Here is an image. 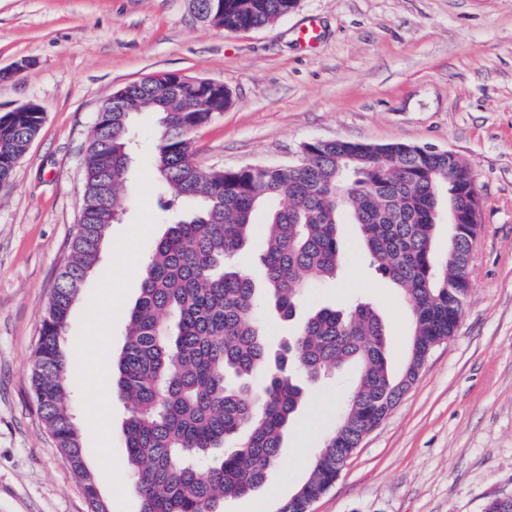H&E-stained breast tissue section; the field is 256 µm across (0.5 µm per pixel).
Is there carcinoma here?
Listing matches in <instances>:
<instances>
[{"label": "carcinoma", "mask_w": 512, "mask_h": 512, "mask_svg": "<svg viewBox=\"0 0 512 512\" xmlns=\"http://www.w3.org/2000/svg\"><path fill=\"white\" fill-rule=\"evenodd\" d=\"M202 21L226 32L262 28L298 0H197ZM123 110L100 112L84 152L85 203L55 280L30 375L36 409L82 484L90 512H110L86 466L70 406L64 335L85 280L100 262L121 213L136 114L159 116L153 175L170 198L195 206L168 224L141 272L115 364V396L125 406L126 467L140 512H223L224 500L251 494L279 461L283 434L302 402L290 377L297 365L320 379L355 362L360 375L306 482L277 512H308L326 494L365 435L416 380L433 348L455 335L470 289L478 233L448 239L454 262L435 251L433 212L468 207L471 166L403 143L312 141L290 167L203 171L192 135L231 105L224 89L168 73L115 93ZM43 113L0 114V187L38 134ZM267 208L259 256L267 290L283 318L317 279L336 275L337 224L350 216L370 265L402 291L413 334L404 368L389 359L390 336L377 310L358 301L307 316L271 357L272 328L258 320L264 297L243 271L254 214Z\"/></svg>", "instance_id": "1"}]
</instances>
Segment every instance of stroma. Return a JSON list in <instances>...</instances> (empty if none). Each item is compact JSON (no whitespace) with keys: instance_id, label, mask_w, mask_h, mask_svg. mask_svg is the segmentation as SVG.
Wrapping results in <instances>:
<instances>
[{"instance_id":"35a3bbf8","label":"stroma","mask_w":512,"mask_h":512,"mask_svg":"<svg viewBox=\"0 0 512 512\" xmlns=\"http://www.w3.org/2000/svg\"><path fill=\"white\" fill-rule=\"evenodd\" d=\"M316 24L314 42L299 32ZM0 114H44L12 182L0 188V512H88L82 484L46 432L29 376L41 321L84 203L83 156L102 104L164 73L223 83L232 104L193 135L204 170L284 167L311 140L452 150L484 198L470 290L455 335L436 346L391 413L362 440L311 512H483L512 496V0H299L274 23L234 33L197 20L189 0H0ZM140 147L97 271L71 313L73 413L111 512H139L125 465V412L112 386L126 313L145 260L171 219L151 178L157 117L140 114ZM336 280L307 290L302 312L370 301L401 368L411 334L398 288L369 268L356 225L342 224ZM306 387L280 461L224 512H277L351 393Z\"/></svg>"}]
</instances>
